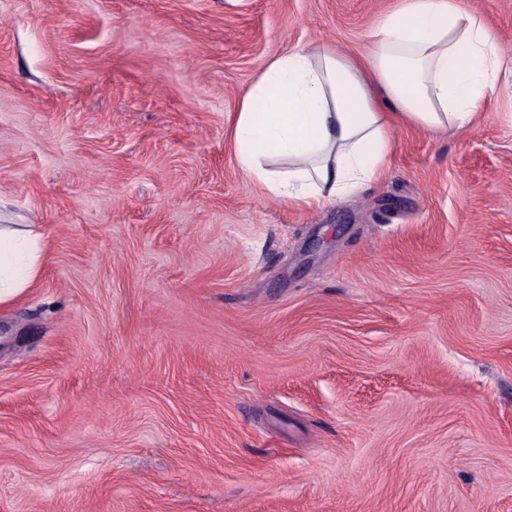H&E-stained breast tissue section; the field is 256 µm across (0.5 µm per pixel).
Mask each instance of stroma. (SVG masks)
Returning a JSON list of instances; mask_svg holds the SVG:
<instances>
[{
    "mask_svg": "<svg viewBox=\"0 0 512 512\" xmlns=\"http://www.w3.org/2000/svg\"><path fill=\"white\" fill-rule=\"evenodd\" d=\"M397 0H0V512H512V69L308 213L227 130ZM512 56V0H460ZM25 226L0 227V303L21 295L39 274L41 233Z\"/></svg>",
    "mask_w": 512,
    "mask_h": 512,
    "instance_id": "1",
    "label": "stroma"
}]
</instances>
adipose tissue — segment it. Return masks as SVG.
<instances>
[{"label":"adipose tissue","instance_id":"1","mask_svg":"<svg viewBox=\"0 0 512 512\" xmlns=\"http://www.w3.org/2000/svg\"><path fill=\"white\" fill-rule=\"evenodd\" d=\"M503 65L485 19L457 0H401L359 55L322 43L271 57L229 129L240 169L275 200L315 209L358 193L385 170L402 120L472 126ZM41 234L0 227V303L39 274Z\"/></svg>","mask_w":512,"mask_h":512}]
</instances>
